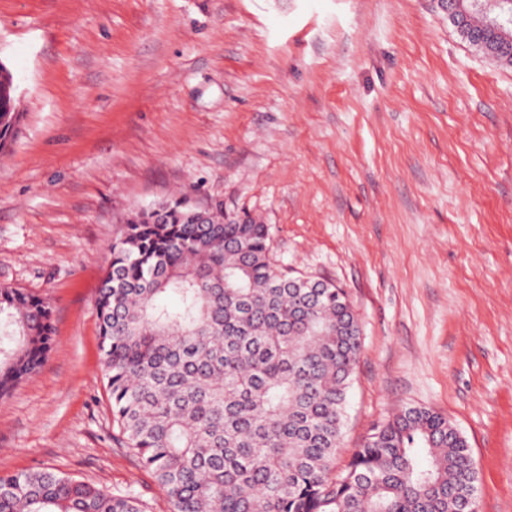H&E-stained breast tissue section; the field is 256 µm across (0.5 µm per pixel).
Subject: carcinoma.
<instances>
[{"mask_svg": "<svg viewBox=\"0 0 512 512\" xmlns=\"http://www.w3.org/2000/svg\"><path fill=\"white\" fill-rule=\"evenodd\" d=\"M475 13L470 41L512 64ZM21 120L0 75V152ZM98 335L114 433L151 472L173 512H463L479 474L447 416L408 407L374 426L331 476L361 350L342 288L289 276L270 231L224 222L186 196L141 208L112 243ZM174 295L175 308L162 299ZM51 308L0 287V395L36 371L52 343ZM0 512H143L53 469L0 476Z\"/></svg>", "mask_w": 512, "mask_h": 512, "instance_id": "obj_1", "label": "carcinoma"}]
</instances>
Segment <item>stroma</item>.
<instances>
[{"label": "stroma", "instance_id": "stroma-1", "mask_svg": "<svg viewBox=\"0 0 512 512\" xmlns=\"http://www.w3.org/2000/svg\"><path fill=\"white\" fill-rule=\"evenodd\" d=\"M23 116L0 156V286L55 329L0 397V475L54 468L171 512L112 441L96 301L129 215L173 194L267 224L358 315L342 471L410 406L512 512V65L441 0H0Z\"/></svg>", "mask_w": 512, "mask_h": 512}]
</instances>
